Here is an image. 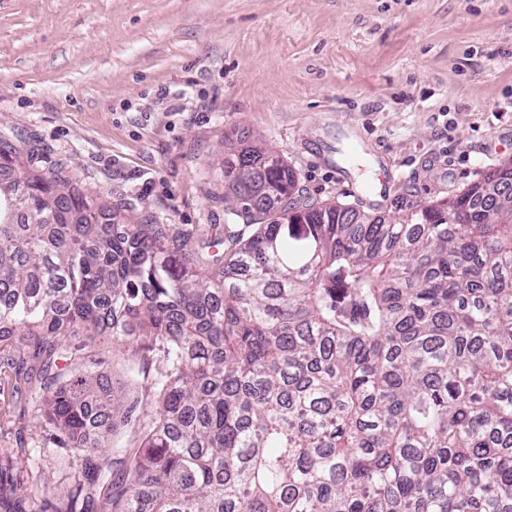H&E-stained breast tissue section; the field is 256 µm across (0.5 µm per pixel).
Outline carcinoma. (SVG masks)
<instances>
[{
  "mask_svg": "<svg viewBox=\"0 0 512 512\" xmlns=\"http://www.w3.org/2000/svg\"><path fill=\"white\" fill-rule=\"evenodd\" d=\"M50 154L0 130V347L83 460L47 506L1 448L0 512H512V164L398 222L303 200L241 140L204 237ZM139 336L151 428L113 461L144 370L114 386L69 340Z\"/></svg>",
  "mask_w": 512,
  "mask_h": 512,
  "instance_id": "carcinoma-1",
  "label": "carcinoma"
}]
</instances>
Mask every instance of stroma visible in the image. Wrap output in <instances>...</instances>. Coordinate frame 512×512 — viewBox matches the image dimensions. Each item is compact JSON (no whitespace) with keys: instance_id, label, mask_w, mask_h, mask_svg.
Wrapping results in <instances>:
<instances>
[{"instance_id":"stroma-1","label":"stroma","mask_w":512,"mask_h":512,"mask_svg":"<svg viewBox=\"0 0 512 512\" xmlns=\"http://www.w3.org/2000/svg\"><path fill=\"white\" fill-rule=\"evenodd\" d=\"M0 124L160 224L223 223L243 134L301 195L402 218L512 161V0H0ZM38 397L0 352V448L48 444L24 475L63 500Z\"/></svg>"}]
</instances>
